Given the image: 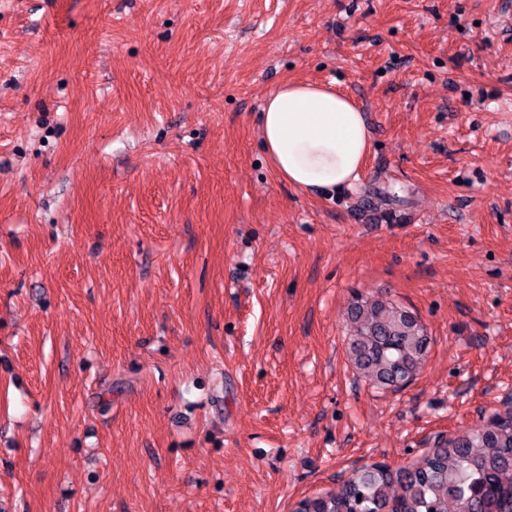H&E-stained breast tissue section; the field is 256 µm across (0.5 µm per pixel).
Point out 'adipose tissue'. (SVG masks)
I'll use <instances>...</instances> for the list:
<instances>
[{
	"mask_svg": "<svg viewBox=\"0 0 512 512\" xmlns=\"http://www.w3.org/2000/svg\"><path fill=\"white\" fill-rule=\"evenodd\" d=\"M260 131L279 176L314 194L358 181L370 149L359 108L341 92L312 82H286L274 90Z\"/></svg>",
	"mask_w": 512,
	"mask_h": 512,
	"instance_id": "1",
	"label": "adipose tissue"
}]
</instances>
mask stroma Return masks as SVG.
I'll return each mask as SVG.
<instances>
[{
  "label": "stroma",
  "mask_w": 512,
  "mask_h": 512,
  "mask_svg": "<svg viewBox=\"0 0 512 512\" xmlns=\"http://www.w3.org/2000/svg\"><path fill=\"white\" fill-rule=\"evenodd\" d=\"M286 81L360 107L352 188L275 172ZM510 404L512 0H0V512H292ZM353 331L348 352L357 370L380 388L398 389L415 379L428 338L408 310L359 294L349 310Z\"/></svg>",
  "instance_id": "stroma-1"
}]
</instances>
